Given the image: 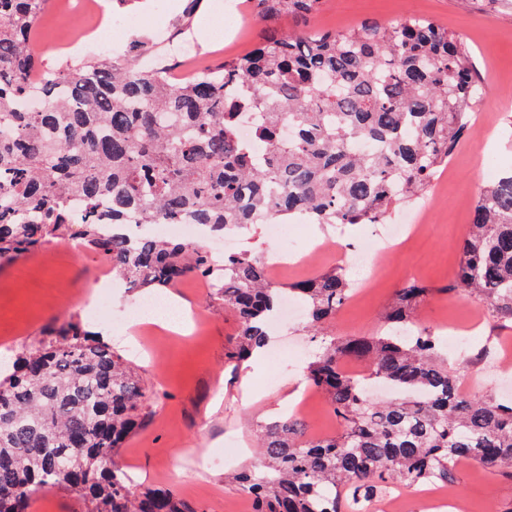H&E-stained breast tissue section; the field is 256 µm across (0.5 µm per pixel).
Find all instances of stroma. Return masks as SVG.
Masks as SVG:
<instances>
[{
	"label": "stroma",
	"mask_w": 512,
	"mask_h": 512,
	"mask_svg": "<svg viewBox=\"0 0 512 512\" xmlns=\"http://www.w3.org/2000/svg\"><path fill=\"white\" fill-rule=\"evenodd\" d=\"M242 9L240 30L230 32L223 47H214L203 28L208 20L223 13L225 4ZM243 0H201L193 16H186L187 0H166L158 9L156 0H103L105 20L125 16L138 22L111 43L109 54L139 64L130 53L134 41L147 42L152 53L163 52L155 39L156 28L173 32L186 27L185 38L215 64L237 56L259 39L262 27ZM409 15L436 20L461 35L478 57L486 82L495 86L480 107L482 125L470 129L449 162L447 181L436 182L432 224L422 237L412 240L404 254L382 255L378 261L387 269L385 278L367 289H353L347 303L329 325L335 336H371L381 331L395 291L408 281L429 288L430 295L420 309L423 326L439 329L444 316L456 319L458 329L470 322L479 328L465 348L449 349L458 376V386L472 393L470 380L487 372V385L502 399L512 398V364H497L501 341L512 338V324H497L486 306L471 298L450 294L453 272L460 260V245L480 189L512 168V6L503 0H327L315 25L345 29L367 20L394 21ZM80 43V50L45 52L43 61L61 68L86 57L83 23L79 14L60 12L55 0H48L38 21V41L49 45L61 34ZM367 224H300L290 222L283 232L285 241L311 235L321 243L318 252L300 265L271 272L273 281L289 284L313 278L340 266L353 273L349 249L369 242ZM108 266L85 248L64 243L0 264V345L14 351L31 347L43 330L70 317L86 316L82 294L69 293L67 283L82 287L97 279L110 280ZM187 302L190 309L207 318L204 335H178L166 330L150 332L146 348L130 350L126 325L103 328L106 341L127 351L137 373L153 396L144 424L119 451V461L137 484L170 489L199 507L201 512H239L247 502L237 487L224 481L225 471L256 462L257 425L294 411L292 395L302 386L301 372L313 358L317 344L304 330L303 321L288 325L296 348L289 353L293 365L282 372L274 357L261 367L229 361L231 341L238 321L217 299L212 282L189 277L169 290ZM237 435L243 448L228 451L225 434ZM452 488L457 512H481L485 500L495 502L499 512L512 505V480L485 467L461 462Z\"/></svg>",
	"instance_id": "1"
}]
</instances>
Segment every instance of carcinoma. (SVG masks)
I'll use <instances>...</instances> for the list:
<instances>
[{"mask_svg": "<svg viewBox=\"0 0 512 512\" xmlns=\"http://www.w3.org/2000/svg\"><path fill=\"white\" fill-rule=\"evenodd\" d=\"M46 2L0 0V262L72 241L140 291L213 281L239 324L236 360L267 345L286 294L320 334L350 297L346 274L284 287L248 254L215 258L197 242L106 225L189 218L226 234L269 219L384 224L432 186L485 94L471 49L447 27L413 16L315 29L325 0H249L262 42L188 79L107 56L50 71L34 51ZM284 17L296 29L281 32ZM32 93L44 99L38 111L23 108ZM247 112L265 116L261 161L237 138ZM449 291L512 322V170L481 189ZM428 295L414 283L398 289L376 336L321 338L304 379L341 431L309 437L294 417L263 426L262 457L233 476L252 512H364L394 484L452 482L462 460L512 478V401L459 392L439 337L417 326ZM345 359L368 375L347 374ZM372 379L394 398L374 400ZM148 398L132 362L79 317L8 355L0 512H31L37 488L76 493L83 512H203L170 490L136 489L114 461Z\"/></svg>", "mask_w": 512, "mask_h": 512, "instance_id": "1", "label": "carcinoma"}]
</instances>
